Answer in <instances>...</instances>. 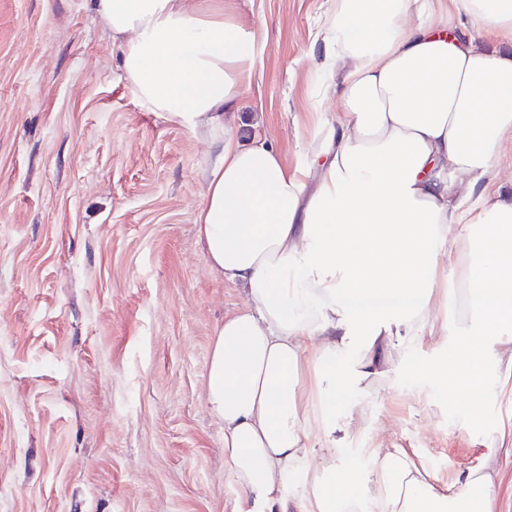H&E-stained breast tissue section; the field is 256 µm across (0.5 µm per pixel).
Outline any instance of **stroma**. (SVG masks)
Returning a JSON list of instances; mask_svg holds the SVG:
<instances>
[{"label": "stroma", "instance_id": "obj_1", "mask_svg": "<svg viewBox=\"0 0 512 512\" xmlns=\"http://www.w3.org/2000/svg\"><path fill=\"white\" fill-rule=\"evenodd\" d=\"M237 6L267 31L243 115L304 166L336 110L325 0ZM215 157L134 96L90 0H0V512H235L206 386L244 299L195 225ZM487 348L486 388L454 395L390 348L312 467L328 480L402 448L449 485L486 464L492 512H512V371Z\"/></svg>", "mask_w": 512, "mask_h": 512}]
</instances>
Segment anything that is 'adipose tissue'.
I'll list each match as a JSON object with an SVG mask.
<instances>
[{"mask_svg": "<svg viewBox=\"0 0 512 512\" xmlns=\"http://www.w3.org/2000/svg\"><path fill=\"white\" fill-rule=\"evenodd\" d=\"M235 3L92 0L134 95L220 146L197 233L209 269L245 298L216 334L207 384L236 512H491V471L442 488L398 448L339 492L310 473L309 433L382 374L391 344L447 333L438 288L478 324L411 371L445 393L478 388L490 336L512 369V199L491 192L512 154V0H332L325 65L340 108L292 172L245 133L241 93L267 33L244 31ZM357 339L358 360L299 381L309 357Z\"/></svg>", "mask_w": 512, "mask_h": 512, "instance_id": "obj_1", "label": "adipose tissue"}]
</instances>
